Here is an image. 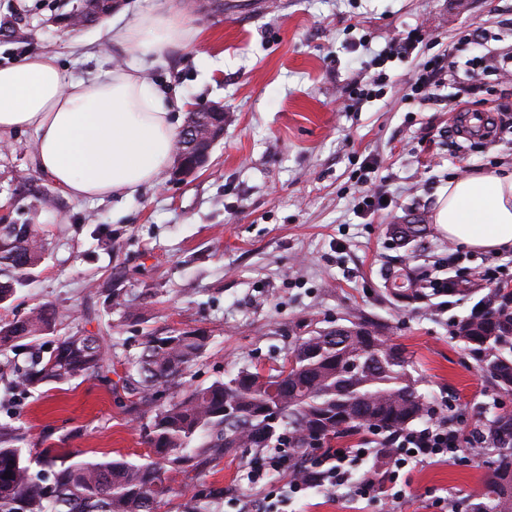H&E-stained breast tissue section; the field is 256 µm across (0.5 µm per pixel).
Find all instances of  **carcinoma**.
Masks as SVG:
<instances>
[{
    "instance_id": "cac0c4a2",
    "label": "carcinoma",
    "mask_w": 512,
    "mask_h": 512,
    "mask_svg": "<svg viewBox=\"0 0 512 512\" xmlns=\"http://www.w3.org/2000/svg\"><path fill=\"white\" fill-rule=\"evenodd\" d=\"M427 231L426 225L393 229L399 244ZM44 247L30 224H0V303L12 299L41 264ZM396 297L419 292L400 272L388 280ZM480 310L453 325L481 372L499 391H512V290L495 288ZM62 314L39 306L21 320L0 323V355L11 368L13 386L29 394L48 384L79 378L109 381L108 361L117 354L112 337L84 329L60 337L49 356L40 340ZM196 331L147 336L120 378L138 404L157 389L180 386L184 372L207 349ZM24 352V361L8 354ZM405 350L387 342L379 326L359 319L349 325L312 330L296 337L287 363L275 372L240 371L207 387L185 389L154 410L143 424L154 457L87 459L68 448H26L22 427L0 420V512H159L182 492L178 476L217 462L239 448L300 452L326 448L331 440L363 430L394 434L432 416L433 404L417 388ZM480 449L492 455L482 489L469 512H512V413L493 416ZM222 489L183 496L179 512H212Z\"/></svg>"
}]
</instances>
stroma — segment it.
Returning <instances> with one entry per match:
<instances>
[{
  "label": "stroma",
  "mask_w": 512,
  "mask_h": 512,
  "mask_svg": "<svg viewBox=\"0 0 512 512\" xmlns=\"http://www.w3.org/2000/svg\"><path fill=\"white\" fill-rule=\"evenodd\" d=\"M194 32L189 43L147 58L144 76L178 101L179 110L221 103L224 136L196 175L160 181L131 200L73 201L33 162L34 138L7 137L0 151V213L36 225L45 260L30 284L0 304V321L50 304L63 315L44 340L110 327L122 345L111 368L148 336L197 330L206 352L184 386H207L238 371L283 364L294 337L363 318L404 346L419 389L461 434L484 428L492 405L512 409V395L488 387L452 337L489 291L485 274L512 277V252L469 250L432 226L439 193L451 179L512 167V72L492 75L487 48L512 44V0H256L217 14L211 0H177ZM58 0H0V65L46 52L76 74L111 61L130 62L112 41V20L73 29ZM423 41L415 55L396 54L406 31ZM384 54L381 86L372 60ZM436 59L451 77L415 95L418 62ZM472 89L470 107L456 97ZM381 187L383 208L364 211L363 186ZM425 224L427 234L398 247L388 229ZM407 266L418 280L450 278L451 296L413 302L385 292L388 267ZM125 290L134 304L106 309L105 289ZM13 417L28 445L63 439L88 458L143 462L150 449L128 399L95 379L48 385L42 395L0 380V419ZM256 449L225 455L183 483L190 495L223 489L217 512H240L253 493L247 474ZM484 459L408 468L399 500H350L346 489H311L286 512H429L436 498L466 512L481 488Z\"/></svg>",
  "instance_id": "stroma-1"
}]
</instances>
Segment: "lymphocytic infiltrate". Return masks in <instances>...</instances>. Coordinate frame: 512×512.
Returning a JSON list of instances; mask_svg holds the SVG:
<instances>
[{
  "instance_id": "f902f5d3",
  "label": "lymphocytic infiltrate",
  "mask_w": 512,
  "mask_h": 512,
  "mask_svg": "<svg viewBox=\"0 0 512 512\" xmlns=\"http://www.w3.org/2000/svg\"><path fill=\"white\" fill-rule=\"evenodd\" d=\"M389 447L394 454L386 466H378L374 449L347 448L322 449L319 455L309 458L305 479L288 478L291 455L287 449L273 448L257 457L249 471L253 487H264L267 478L278 474L284 476L280 496L265 495L256 506H243L241 512H279L281 505L290 496L308 489H330L347 487L354 497L368 499L375 496L384 499L402 497L400 473L409 465L450 461L461 447L456 430L448 428L438 418L425 421L422 428L406 429L391 435Z\"/></svg>"
}]
</instances>
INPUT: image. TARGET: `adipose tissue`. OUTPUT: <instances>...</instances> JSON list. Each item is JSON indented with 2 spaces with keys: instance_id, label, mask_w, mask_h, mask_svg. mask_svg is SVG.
Masks as SVG:
<instances>
[{
  "instance_id": "ef3b65f1",
  "label": "adipose tissue",
  "mask_w": 512,
  "mask_h": 512,
  "mask_svg": "<svg viewBox=\"0 0 512 512\" xmlns=\"http://www.w3.org/2000/svg\"><path fill=\"white\" fill-rule=\"evenodd\" d=\"M115 37L138 53L139 62L78 76L36 52L0 67V139L32 132L36 169L74 200H128L154 186L178 138L179 114L143 78L140 64L188 41L190 29L175 0H151ZM433 222L469 249L512 250V171L449 181Z\"/></svg>"
}]
</instances>
